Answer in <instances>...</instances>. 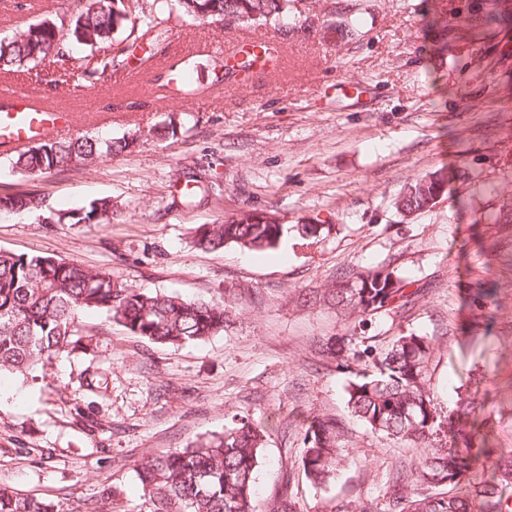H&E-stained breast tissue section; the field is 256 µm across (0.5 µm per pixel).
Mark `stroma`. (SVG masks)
<instances>
[{"mask_svg": "<svg viewBox=\"0 0 512 512\" xmlns=\"http://www.w3.org/2000/svg\"><path fill=\"white\" fill-rule=\"evenodd\" d=\"M15 2L0 5V38L62 4ZM497 2L501 19L484 24L487 0H358V37L325 40L277 23L200 21L170 0L172 35L226 52L249 33L285 49L284 60L217 85L212 55L196 56V99L182 106L166 85L179 62L169 43L152 91L128 86L121 70L81 105L82 134L126 142L121 153L41 176L0 154V194L45 199L44 209L0 214V250L221 302L230 316L222 333L176 347L85 310L61 356L24 376L0 371V389L18 394L0 401V488L79 508L116 488L122 512H140L141 460L267 419L257 512L284 492L297 512H384L397 472L413 470L420 452L352 415L351 376L322 347L379 354L410 333L433 342L438 410L473 403L489 447L512 449V226L486 221L512 196V0ZM98 112L111 124L95 123ZM439 170L448 188L431 208L397 209L409 185ZM102 198L110 214L70 222ZM246 212L281 219L279 249L193 245L198 225ZM384 264L415 288L406 308L366 321L298 299ZM324 415L343 428L348 462L315 487L300 468L302 424Z\"/></svg>", "mask_w": 512, "mask_h": 512, "instance_id": "obj_1", "label": "stroma"}]
</instances>
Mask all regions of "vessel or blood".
Returning a JSON list of instances; mask_svg holds the SVG:
<instances>
[{"label": "vessel or blood", "instance_id": "vessel-or-blood-1", "mask_svg": "<svg viewBox=\"0 0 512 512\" xmlns=\"http://www.w3.org/2000/svg\"><path fill=\"white\" fill-rule=\"evenodd\" d=\"M80 113L46 104L41 91L0 87V153L7 154L74 128Z\"/></svg>", "mask_w": 512, "mask_h": 512}]
</instances>
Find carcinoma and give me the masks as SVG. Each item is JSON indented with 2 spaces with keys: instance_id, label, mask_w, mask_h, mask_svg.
Masks as SVG:
<instances>
[{
  "instance_id": "cac0c4a2",
  "label": "carcinoma",
  "mask_w": 512,
  "mask_h": 512,
  "mask_svg": "<svg viewBox=\"0 0 512 512\" xmlns=\"http://www.w3.org/2000/svg\"><path fill=\"white\" fill-rule=\"evenodd\" d=\"M178 6L188 16L213 23L227 18L253 25L287 14L292 0H178ZM162 7L163 0H70L54 18L30 22L13 37L0 39V72H34L50 57L76 88L108 70L127 69L129 59L135 57L148 72L158 65L155 48L169 34L168 19L157 15ZM341 16L340 26L322 29V38L338 28L344 38L357 36V15L350 5H344ZM65 29L86 49L108 41L120 49L111 57L75 56L59 37ZM233 59L215 82L252 68L253 56L246 51H237ZM125 148L120 141L103 143L96 137H55L11 153L12 168L39 174L62 172L78 162L106 160ZM446 184L442 172L422 178L408 188L397 206L408 213L429 208L445 192ZM43 204L42 198L30 193L0 195V212L40 209ZM283 235V224L272 223L266 214L247 213L222 224L199 226L195 245L217 250L229 244L264 252L276 249ZM343 278V287L309 293L308 301L372 317L392 305L404 306L412 297L407 292L409 282L388 264L368 272L350 270ZM86 309L105 313L136 336L172 346L221 333L228 321L220 303L120 288L106 274L72 261L1 250L0 368L7 365L25 374L63 353L76 316ZM432 352V340L413 333L398 337L391 348L364 365L360 353L337 347V365L355 375L347 387L352 414L383 438L425 447L437 422L428 379ZM475 423L466 410L448 418L450 447L437 448L422 458L415 488L408 489L406 476L395 481L386 512H512V450L497 456L491 477L477 492L480 502L454 493L476 460L485 455L469 439ZM272 426L269 421L242 420L220 435L142 462L137 476L144 512H255L258 457ZM340 437L332 418L306 424L301 464L313 485L334 478L341 461ZM0 512L72 510L48 497L0 490Z\"/></svg>"
}]
</instances>
